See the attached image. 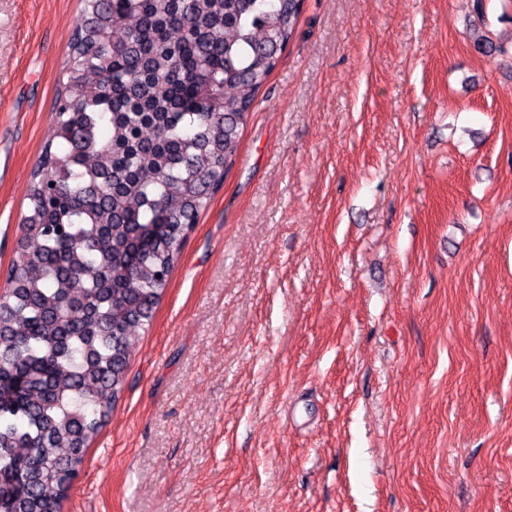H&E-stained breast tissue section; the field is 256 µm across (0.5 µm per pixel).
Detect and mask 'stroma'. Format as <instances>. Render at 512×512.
<instances>
[{
  "instance_id": "stroma-1",
  "label": "stroma",
  "mask_w": 512,
  "mask_h": 512,
  "mask_svg": "<svg viewBox=\"0 0 512 512\" xmlns=\"http://www.w3.org/2000/svg\"><path fill=\"white\" fill-rule=\"evenodd\" d=\"M79 10L0 0L1 275ZM61 512H512V6L305 0Z\"/></svg>"
}]
</instances>
